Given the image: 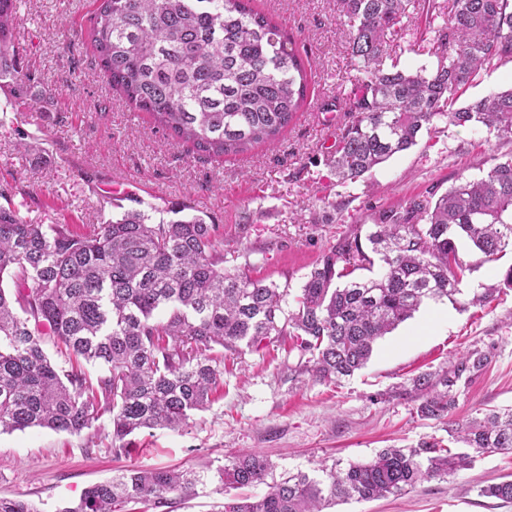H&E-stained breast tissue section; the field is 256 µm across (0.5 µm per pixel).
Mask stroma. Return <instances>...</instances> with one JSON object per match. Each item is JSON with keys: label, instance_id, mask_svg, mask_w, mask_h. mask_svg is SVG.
I'll return each mask as SVG.
<instances>
[{"label": "stroma", "instance_id": "35a3bbf8", "mask_svg": "<svg viewBox=\"0 0 512 512\" xmlns=\"http://www.w3.org/2000/svg\"><path fill=\"white\" fill-rule=\"evenodd\" d=\"M297 38L312 64L302 112L273 146L211 159L175 144L103 78L84 34L92 0H21L16 36L23 69L35 72L46 100L0 92V207L34 224H70L78 231L120 209L153 218L171 209L221 225L229 263L291 291L341 235L369 228L379 211L417 195L446 193L458 177H480L491 156L512 153V141H490L483 130L435 122L416 146L375 168L366 180L340 183L327 161L348 120L336 83L349 69L339 0H255ZM27 144L19 152L18 144ZM128 187L114 197L107 186ZM223 192H214V185ZM512 248L478 264L466 292L500 285L482 306L443 300L423 305L374 346L368 364L341 383L309 375L289 378L298 362L283 336L224 358V389L186 427L140 432L126 454L103 443L112 425L102 414L74 436L50 429L0 435V496L59 512L89 486L124 469L206 465L210 479L171 508L138 512H211L218 472L227 457L258 452L277 473L343 469L384 448L447 440L448 422L418 415L412 380L446 370L479 351L487 365L454 388L452 418L472 420L512 410V288L502 286ZM512 479V454L479 456L472 467L371 501H348L335 512H512V504L481 496V488Z\"/></svg>", "mask_w": 512, "mask_h": 512}]
</instances>
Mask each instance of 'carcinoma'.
<instances>
[{"mask_svg": "<svg viewBox=\"0 0 512 512\" xmlns=\"http://www.w3.org/2000/svg\"><path fill=\"white\" fill-rule=\"evenodd\" d=\"M90 44L106 82L155 126L199 155H241L275 144L301 111L312 70L293 33L254 0H95ZM347 19L350 79L344 125L328 164L355 182L418 144L439 120L512 141V89L464 107L459 93L483 69L512 62V0H340ZM17 0H0V89L31 97L16 44ZM413 31L433 58L386 65ZM495 260L512 247V156L477 180L459 178L439 196L418 195L378 213L366 236L336 240L299 292L224 267V233L201 216L154 224L142 210L94 224H31L0 207V433L46 428L79 435L101 410L111 415L119 456L142 430L179 429L224 383V352L296 339L292 372L338 383L362 369L373 344L427 300L454 299L474 264L457 241ZM382 263L379 276H358ZM13 287H4V278ZM54 354H49L48 349ZM488 358L423 373L411 391L425 418L446 419L453 388ZM98 369L91 377L84 369ZM448 434L478 454L512 453V411L448 422ZM472 456L435 442L384 448L323 476L274 474L258 453L226 459L219 491L264 484V494L227 499L216 512H328L444 480ZM209 479L203 467L124 470L86 489L60 512H125L130 503L171 504ZM512 502V481L480 490ZM0 512H40L0 497Z\"/></svg>", "mask_w": 512, "mask_h": 512, "instance_id": "cac0c4a2", "label": "carcinoma"}]
</instances>
